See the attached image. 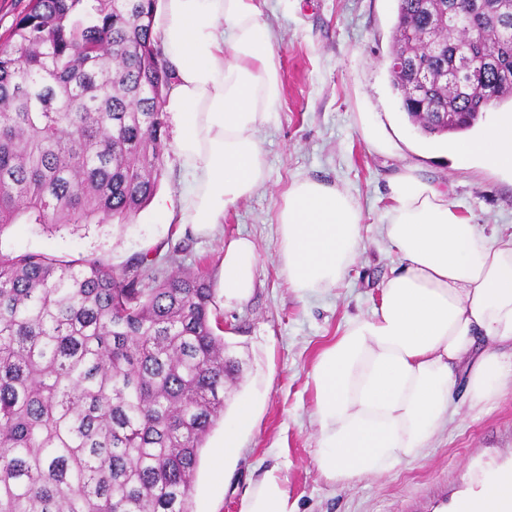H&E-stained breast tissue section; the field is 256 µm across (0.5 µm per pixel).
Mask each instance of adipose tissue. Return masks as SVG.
<instances>
[{"label":"adipose tissue","mask_w":512,"mask_h":512,"mask_svg":"<svg viewBox=\"0 0 512 512\" xmlns=\"http://www.w3.org/2000/svg\"><path fill=\"white\" fill-rule=\"evenodd\" d=\"M155 15L172 72L163 110L188 176L179 221L207 235L266 181L260 134L281 101L279 64L261 0H159ZM446 149L512 174V111ZM388 198L379 222L400 261L379 305L349 320L310 373L318 469L334 483L420 458L456 414V388L481 405L512 390V234H486L412 166L389 181ZM276 222L277 261L299 295L329 291L355 267L362 213L347 191L296 178ZM257 264L252 239H225V303L251 297ZM482 339L489 348L478 349ZM240 512H295L277 470L250 485ZM450 512H512V459L461 491Z\"/></svg>","instance_id":"ef3b65f1"}]
</instances>
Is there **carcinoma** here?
Returning a JSON list of instances; mask_svg holds the SVG:
<instances>
[{"label": "carcinoma", "instance_id": "obj_1", "mask_svg": "<svg viewBox=\"0 0 512 512\" xmlns=\"http://www.w3.org/2000/svg\"><path fill=\"white\" fill-rule=\"evenodd\" d=\"M393 45L431 75L426 135L470 130L512 100V3L485 0L447 32L453 0H396ZM156 0H29L0 43V235L126 224L153 198L169 73ZM477 36L499 62L473 85L455 50ZM203 271L164 274L150 253L116 267L0 249V512H193L200 451L239 372L215 333Z\"/></svg>", "mask_w": 512, "mask_h": 512}]
</instances>
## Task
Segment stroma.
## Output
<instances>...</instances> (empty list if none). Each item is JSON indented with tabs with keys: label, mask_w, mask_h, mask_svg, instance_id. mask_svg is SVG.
I'll use <instances>...</instances> for the list:
<instances>
[{
	"label": "stroma",
	"mask_w": 512,
	"mask_h": 512,
	"mask_svg": "<svg viewBox=\"0 0 512 512\" xmlns=\"http://www.w3.org/2000/svg\"><path fill=\"white\" fill-rule=\"evenodd\" d=\"M262 11L283 83L276 119L260 134L268 180L229 208L212 235H195L177 215L160 216L158 201L177 200L187 182L169 149L154 202L129 224L52 235L14 224L0 235V249L63 259L95 253L116 266L149 252L169 272L204 269L224 338L240 362L239 374L225 384V422L233 420L242 397L254 402L256 422L239 457L230 461L217 451L223 425L210 432L197 470L194 512H240L251 481L274 467L297 512H443L476 475L512 454V393L482 406L456 391L458 413L424 457L394 473L340 485L317 467L310 372L350 318L370 313L397 261L378 218L389 205L387 183L401 167L415 166L424 180L447 190L449 203L471 223L504 235L512 233V177L457 162L408 122L388 71L395 0H264ZM366 117L380 127L386 150L363 139ZM298 177L348 191L362 210L356 266L338 287L311 297L289 288L276 255V204ZM239 233L259 252L255 291L244 305L229 307L221 261L225 238Z\"/></svg>",
	"instance_id": "35a3bbf8"
}]
</instances>
